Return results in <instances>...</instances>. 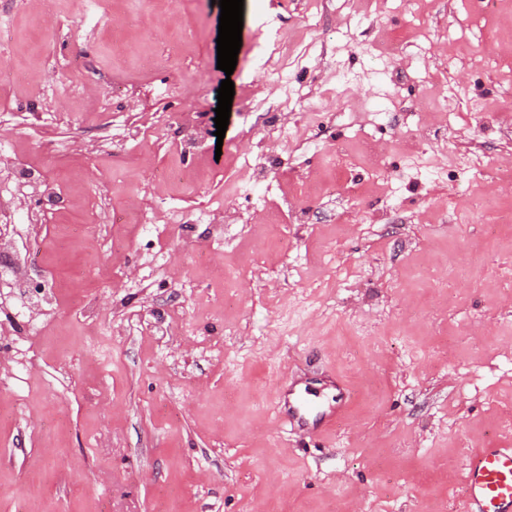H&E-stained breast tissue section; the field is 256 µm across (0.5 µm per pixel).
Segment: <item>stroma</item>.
I'll return each mask as SVG.
<instances>
[{"label":"stroma","instance_id":"35a3bbf8","mask_svg":"<svg viewBox=\"0 0 512 512\" xmlns=\"http://www.w3.org/2000/svg\"><path fill=\"white\" fill-rule=\"evenodd\" d=\"M219 16L0 0V512H455L512 447V0H244L229 77Z\"/></svg>","mask_w":512,"mask_h":512}]
</instances>
